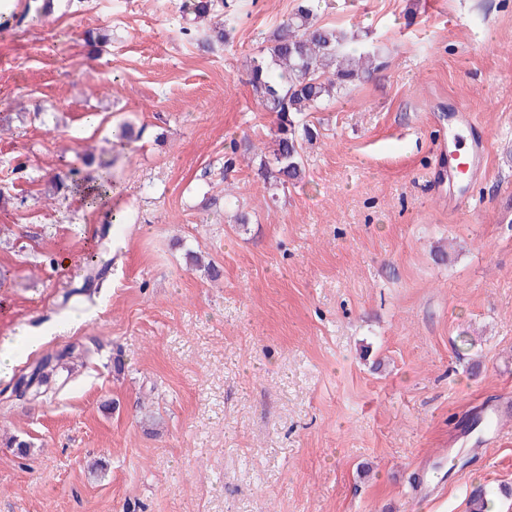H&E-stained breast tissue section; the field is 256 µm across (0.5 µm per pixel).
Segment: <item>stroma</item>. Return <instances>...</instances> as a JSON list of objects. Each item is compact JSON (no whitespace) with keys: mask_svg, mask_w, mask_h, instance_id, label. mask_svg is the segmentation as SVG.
Segmentation results:
<instances>
[{"mask_svg":"<svg viewBox=\"0 0 512 512\" xmlns=\"http://www.w3.org/2000/svg\"><path fill=\"white\" fill-rule=\"evenodd\" d=\"M299 2L231 0L211 48L183 0L0 28V344L53 331L0 380V512H512V0H322L383 67L309 114L274 193L230 144L269 149L246 63ZM452 135L481 154L463 208ZM74 167L112 173L103 204L54 189ZM68 347L51 397L15 396Z\"/></svg>","mask_w":512,"mask_h":512,"instance_id":"35a3bbf8","label":"stroma"}]
</instances>
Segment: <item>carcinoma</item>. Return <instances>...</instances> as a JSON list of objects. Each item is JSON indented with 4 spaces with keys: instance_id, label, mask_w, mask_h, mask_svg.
<instances>
[{
    "instance_id": "1",
    "label": "carcinoma",
    "mask_w": 512,
    "mask_h": 512,
    "mask_svg": "<svg viewBox=\"0 0 512 512\" xmlns=\"http://www.w3.org/2000/svg\"><path fill=\"white\" fill-rule=\"evenodd\" d=\"M316 0H304L295 12L284 19L249 60V84L267 112L276 114L275 148L272 157H259L258 171L274 187H286L300 182L305 173L303 142L318 136L315 126L304 120L331 101L337 94L349 90L356 82L372 76L381 64L375 50L365 49L354 57L352 39L347 34L321 25L317 21ZM51 8L50 2L28 3L24 12L3 17L0 24L8 26L16 18H36ZM224 8L219 0H189L186 11L193 21L202 20ZM235 30L233 22L209 30L205 41L226 43ZM111 177L99 176L86 185L91 203L107 196ZM74 350L66 348L40 361L29 375L21 376L16 385H24L21 394L37 396L58 369L66 367V358Z\"/></svg>"
}]
</instances>
